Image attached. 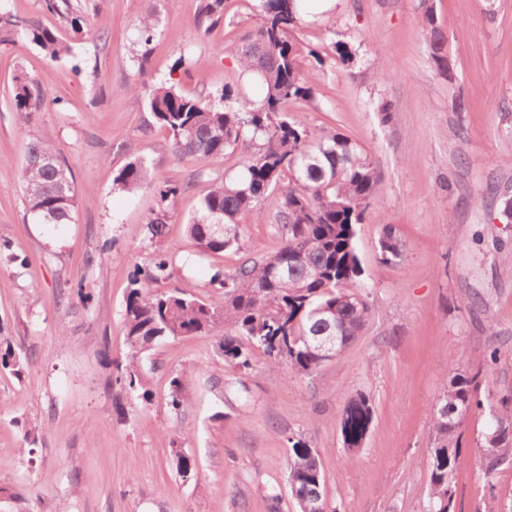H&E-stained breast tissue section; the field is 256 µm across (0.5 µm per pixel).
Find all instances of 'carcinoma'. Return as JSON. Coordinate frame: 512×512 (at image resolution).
<instances>
[{"label": "carcinoma", "instance_id": "obj_1", "mask_svg": "<svg viewBox=\"0 0 512 512\" xmlns=\"http://www.w3.org/2000/svg\"><path fill=\"white\" fill-rule=\"evenodd\" d=\"M43 9L60 18L77 33L88 25L81 0H42ZM226 0H198L197 28L206 34L224 19ZM421 26L430 59L438 74L448 80L447 42L434 13L432 0H421ZM258 23L245 45L236 49L238 78H250L261 87L251 99L232 83L224 85L218 106L198 95L184 92L164 80L134 83L127 90L144 91L146 106L155 122L170 135L175 153L190 155L205 171L221 164L228 152L251 144L255 151L234 177L213 179L201 199V215L186 224L190 241L203 252L221 253L240 241L243 216L260 215V204L269 194H280L275 224L281 247L259 261H246L234 272L215 274L216 295L199 298L180 288L158 293L153 283L171 276L164 254L153 258L144 278L134 277L136 288L127 295L123 313L127 355L109 361L114 371L109 388L138 393L149 402L152 391L144 375L143 354L166 339L209 334L224 329L222 356L234 370L251 367V350L259 348L275 364H286L296 375H309L323 363L310 338L328 331L338 338L342 355L361 333L370 314L364 296L350 285L360 277L355 244V226L378 191L380 176L374 163L357 145L336 132L316 136L291 117L289 107L309 101L314 88L304 74L305 46L294 36L301 24L304 0H255ZM156 29L152 14L138 24L139 65L148 57ZM24 40L39 47L47 58L59 61L71 55V46L55 31L33 18L0 10V47ZM13 104L32 117L57 101H48L39 83L26 74L15 77ZM28 153L43 158L23 169L24 184L39 186L26 194L28 210L42 224H70L75 212L76 191L71 170L63 163L53 143L37 138ZM114 185L134 191L144 186L159 197V210L146 221L149 239L163 236L169 218L166 202L186 189L150 177L144 160L133 159L114 178ZM382 259L401 256V247L385 227L380 242ZM0 368L18 375L22 361L10 344L0 348ZM476 376L454 373L432 411L433 446L429 449L431 512H456L457 486L454 474L461 451L458 429L472 407ZM188 400L180 377L170 381L169 404L179 410ZM372 423L368 399L359 395L344 407L341 419L343 444L359 450ZM481 448L487 461L485 474L512 456V398H502L491 414ZM179 477H196L195 460L173 456ZM324 476L320 453L298 439L290 448L288 492L298 512H306L311 497L323 493Z\"/></svg>", "mask_w": 512, "mask_h": 512}]
</instances>
